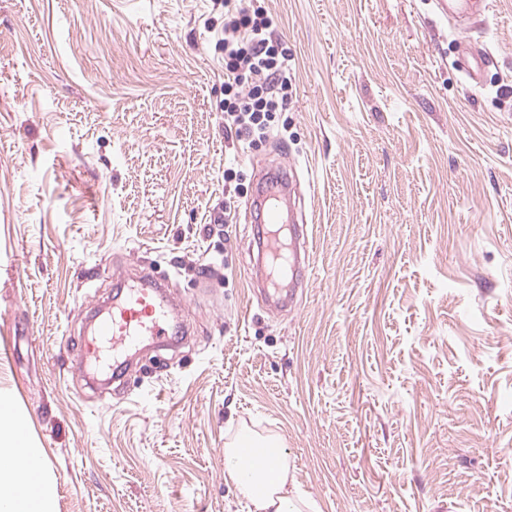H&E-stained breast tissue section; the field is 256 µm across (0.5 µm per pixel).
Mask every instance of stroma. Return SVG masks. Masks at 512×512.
Instances as JSON below:
<instances>
[{"instance_id": "obj_1", "label": "stroma", "mask_w": 512, "mask_h": 512, "mask_svg": "<svg viewBox=\"0 0 512 512\" xmlns=\"http://www.w3.org/2000/svg\"><path fill=\"white\" fill-rule=\"evenodd\" d=\"M245 5L291 80L256 143L224 130V0H0V396L53 512H243L242 428L320 512H512V0L470 32L435 0ZM285 167L311 275L273 314L255 213L217 218ZM142 265L188 337L90 385L93 304ZM458 49L462 54L460 67L464 72L467 81L472 85L481 83L482 71L492 63L493 55L489 51L474 57V53L468 49V41H458Z\"/></svg>"}]
</instances>
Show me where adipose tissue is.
I'll use <instances>...</instances> for the list:
<instances>
[{"label": "adipose tissue", "instance_id": "1", "mask_svg": "<svg viewBox=\"0 0 512 512\" xmlns=\"http://www.w3.org/2000/svg\"><path fill=\"white\" fill-rule=\"evenodd\" d=\"M25 427L0 399V512H53L43 467L21 437ZM224 471L248 512H319L310 495L291 483L280 437L237 432L224 450Z\"/></svg>", "mask_w": 512, "mask_h": 512}]
</instances>
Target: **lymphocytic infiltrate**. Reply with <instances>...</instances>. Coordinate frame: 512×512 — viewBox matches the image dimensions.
Masks as SVG:
<instances>
[{
  "mask_svg": "<svg viewBox=\"0 0 512 512\" xmlns=\"http://www.w3.org/2000/svg\"><path fill=\"white\" fill-rule=\"evenodd\" d=\"M288 100V57L262 9L224 0V120L227 134L259 141Z\"/></svg>",
  "mask_w": 512,
  "mask_h": 512,
  "instance_id": "lymphocytic-infiltrate-1",
  "label": "lymphocytic infiltrate"
}]
</instances>
